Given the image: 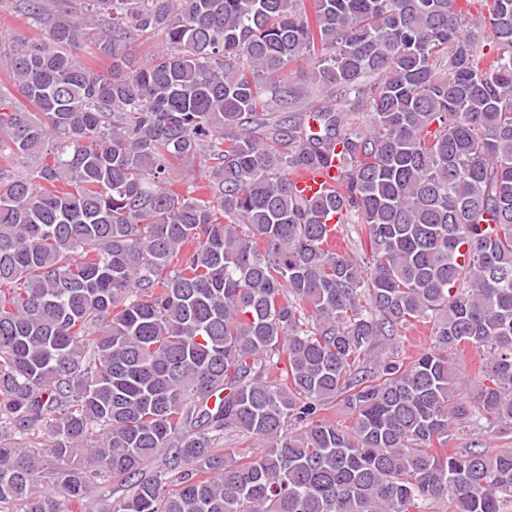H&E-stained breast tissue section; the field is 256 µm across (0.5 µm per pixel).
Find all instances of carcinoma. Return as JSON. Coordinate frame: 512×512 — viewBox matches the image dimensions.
<instances>
[{
    "label": "carcinoma",
    "mask_w": 512,
    "mask_h": 512,
    "mask_svg": "<svg viewBox=\"0 0 512 512\" xmlns=\"http://www.w3.org/2000/svg\"><path fill=\"white\" fill-rule=\"evenodd\" d=\"M17 2L50 29L0 45V512H94L116 479L109 512H502L511 448H434L512 430V0L492 51L455 0ZM163 47V42L159 37H155L148 41H142V39L136 41L130 56V59L133 62L132 68L149 60L157 52L162 50ZM302 195L307 198H313L321 195L323 192L332 190L336 183L331 180L327 174L321 171L303 170L293 176ZM396 343L403 357H415L431 345V326L429 323H415L402 330ZM452 358L456 367L457 388L460 396L472 397L474 381H479L483 375L479 373L481 363L485 365L483 356L475 348L461 345L452 354ZM477 442L481 448H512V434L502 435L488 428L478 429L472 426L456 430L448 438L445 452L453 454L462 448H472ZM224 451H234L238 456L256 454L264 449L263 442L256 438H246L234 433L224 434Z\"/></svg>",
    "instance_id": "carcinoma-1"
}]
</instances>
